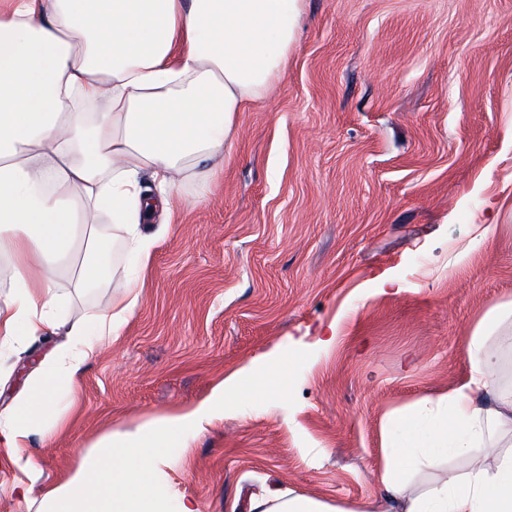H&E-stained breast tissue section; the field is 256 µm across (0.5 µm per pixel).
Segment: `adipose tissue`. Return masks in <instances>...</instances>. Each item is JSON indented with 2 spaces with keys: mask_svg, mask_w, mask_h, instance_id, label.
I'll return each mask as SVG.
<instances>
[{
  "mask_svg": "<svg viewBox=\"0 0 512 512\" xmlns=\"http://www.w3.org/2000/svg\"><path fill=\"white\" fill-rule=\"evenodd\" d=\"M302 0H11L0 11V255L12 293L0 302V345L64 336L66 354L45 356L26 393L0 416L9 451L26 446L22 423L58 421L60 381L75 382L89 354L118 335L136 307L153 246L141 227L170 210L184 182L207 186L224 163L238 112L267 97L297 40ZM149 175L155 191L144 193ZM123 224L136 258L94 325L58 314L57 284L97 278L105 246L102 210ZM78 266H71L74 254ZM487 322L469 344L470 377L434 414L458 433L425 429L417 412L395 421L381 484L403 512H512V399L488 403L496 365L483 351ZM468 468L420 492L408 477L455 455Z\"/></svg>",
  "mask_w": 512,
  "mask_h": 512,
  "instance_id": "ef3b65f1",
  "label": "adipose tissue"
}]
</instances>
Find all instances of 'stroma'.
I'll return each mask as SVG.
<instances>
[{
	"instance_id": "1",
	"label": "stroma",
	"mask_w": 512,
	"mask_h": 512,
	"mask_svg": "<svg viewBox=\"0 0 512 512\" xmlns=\"http://www.w3.org/2000/svg\"><path fill=\"white\" fill-rule=\"evenodd\" d=\"M195 193L175 189L119 336L59 389L61 426L31 422L18 455L0 443V512H42L104 435L191 412L292 348L311 353L295 404L203 419L159 462L164 490L199 512L276 491L392 512L393 417L463 385L472 336L512 309V0H303L275 94L238 113ZM107 292L61 280L59 313L93 324ZM58 342L0 350L1 412ZM484 349L512 396V317Z\"/></svg>"
}]
</instances>
